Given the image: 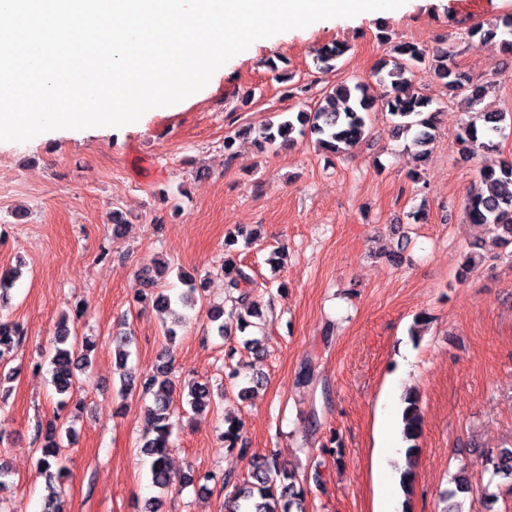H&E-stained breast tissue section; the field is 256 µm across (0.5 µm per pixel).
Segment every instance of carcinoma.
I'll use <instances>...</instances> for the list:
<instances>
[{"label":"carcinoma","instance_id":"obj_1","mask_svg":"<svg viewBox=\"0 0 512 512\" xmlns=\"http://www.w3.org/2000/svg\"><path fill=\"white\" fill-rule=\"evenodd\" d=\"M500 23L502 30L499 33L485 31L480 26L469 28V43L474 47H482L500 34V50L512 54V14L500 19ZM346 51L347 48L339 44L324 46L317 50L314 63L320 69H333ZM450 57L451 52L446 49L430 52L415 43L395 44L388 57L380 60L377 65V73L381 74L380 82L387 81L390 84V90L380 98L369 95L367 87L362 84H340L324 95L325 104L315 110H300L278 123L268 121L260 125L254 143L262 152L276 153L294 141V135H310L315 137L322 150L334 155L343 154L364 140L370 114L378 107L390 115L397 134L413 133V145L423 149L434 138L436 113L430 111V99L414 85V69L420 65L429 66L448 90L455 92L463 86L465 76L451 66ZM508 119L512 120V115L507 112L475 113L458 135L463 157L470 158L481 149L494 147V138L501 134ZM465 210L470 223L488 227L496 245L507 247L512 244V162L502 163L496 168L485 166L480 169V186L469 197ZM236 244L237 240L233 238L225 242L224 263L221 267L231 307L227 311L222 308L207 310V319L215 324L217 336L221 338L227 333L228 323L233 321L242 331L248 327H257V324L247 321V316L253 310L250 295L254 280L244 266L231 256L230 247ZM140 275L144 288L150 294L141 295L139 300L152 301L153 306L170 312L177 317V321H182L178 309H192L197 305L196 293L199 289L192 278L181 276L186 289L179 294H168L158 288L157 280L150 275V268L142 269ZM23 342L24 331L18 324L0 322V371L14 360ZM112 342L118 366L126 367L131 336L126 332L119 333L113 337ZM92 347L93 342L89 338L71 335L67 322L60 324L53 348L46 354L57 393L72 392L77 383L75 370L87 367L85 351ZM135 389L153 396L155 410L148 419L141 452L150 458L153 485L164 490L172 479L168 467L170 438L174 427L171 421V395L174 389L171 369L160 365L150 372L140 374L137 380L130 373L123 374L121 395L125 396ZM211 399L208 384L197 381L188 383L187 404L192 411L204 410L210 405ZM403 404L402 436L409 446L408 467L401 473L400 484L408 497L415 480L422 417L416 394L407 393ZM55 433L56 427L51 423L46 429L37 425L34 434V440H43L37 447L36 467L49 480L45 512H62L54 481L70 476L61 452L62 443L56 439ZM485 465L492 467V473L481 490V496L485 512H494L499 492L492 490L493 481L496 477L512 478V449H505L486 458ZM453 483L454 487L443 493V499L448 502L444 512H463L467 494L470 493L468 480L458 474ZM304 501V489L296 485L295 477L273 456L252 462L250 480L243 482L233 494L234 507L238 512H305Z\"/></svg>","mask_w":512,"mask_h":512}]
</instances>
